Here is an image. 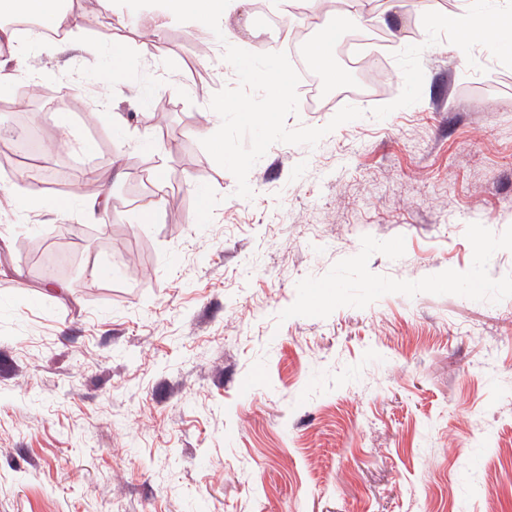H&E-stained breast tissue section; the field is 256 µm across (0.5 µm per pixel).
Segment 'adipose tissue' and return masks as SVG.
I'll return each mask as SVG.
<instances>
[{"mask_svg":"<svg viewBox=\"0 0 512 512\" xmlns=\"http://www.w3.org/2000/svg\"><path fill=\"white\" fill-rule=\"evenodd\" d=\"M152 18L154 33L176 19H186L199 28L212 27L216 21L228 19L247 0H159ZM26 14L39 22L51 23L54 30L71 35L79 29L81 17L66 7L64 0H0V89L11 86L25 62V44L11 19Z\"/></svg>","mask_w":512,"mask_h":512,"instance_id":"adipose-tissue-1","label":"adipose tissue"}]
</instances>
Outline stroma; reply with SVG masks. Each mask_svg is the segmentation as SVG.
<instances>
[{
	"mask_svg": "<svg viewBox=\"0 0 512 512\" xmlns=\"http://www.w3.org/2000/svg\"><path fill=\"white\" fill-rule=\"evenodd\" d=\"M153 7L76 0L70 45L34 44L17 77L63 101L0 109V196L39 164L75 200L0 209V512H512V57L446 23L511 7L249 0L227 26L252 53L263 10L301 46L339 9L382 43L351 75L368 92L286 125L363 117L272 145L250 199L201 145L238 84L223 45L185 20L153 35ZM116 42L135 70L111 123L92 106ZM15 130L69 148L21 160Z\"/></svg>",
	"mask_w": 512,
	"mask_h": 512,
	"instance_id": "1",
	"label": "stroma"
}]
</instances>
